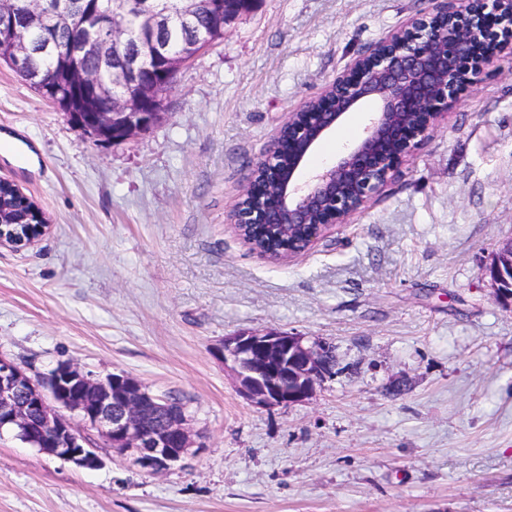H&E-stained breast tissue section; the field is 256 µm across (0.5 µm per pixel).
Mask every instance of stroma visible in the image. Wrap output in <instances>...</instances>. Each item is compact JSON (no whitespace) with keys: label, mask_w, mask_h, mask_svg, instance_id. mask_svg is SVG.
Masks as SVG:
<instances>
[{"label":"stroma","mask_w":512,"mask_h":512,"mask_svg":"<svg viewBox=\"0 0 512 512\" xmlns=\"http://www.w3.org/2000/svg\"><path fill=\"white\" fill-rule=\"evenodd\" d=\"M439 0H260L181 70L168 117L98 146L0 63V176L50 232L0 246V354L179 397L204 444L148 474L0 436V512H512V308L480 269L512 239V61L487 67L383 191L308 252L253 253L228 218L289 112ZM330 343L306 402L260 406L217 348Z\"/></svg>","instance_id":"1"}]
</instances>
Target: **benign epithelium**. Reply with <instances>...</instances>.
<instances>
[{
  "mask_svg": "<svg viewBox=\"0 0 512 512\" xmlns=\"http://www.w3.org/2000/svg\"><path fill=\"white\" fill-rule=\"evenodd\" d=\"M254 0H180L179 16L198 24L206 20L196 42L177 48L151 40L138 52L126 47L142 32L164 27L169 17L158 3L135 5L113 0L112 17L92 16L72 28L70 52L90 56L95 67L62 65L56 79L35 80L68 121L99 144L119 145L159 125L167 114V93L177 74L224 32ZM138 8L137 25L126 23ZM42 0L0 12V50L13 53L20 66L28 33L41 19ZM512 58V0H455L436 12L409 20L358 56L347 71L325 86L315 99L288 113L278 136L252 175L230 215L237 236L270 235L269 226L294 224L301 232L276 248L278 259L308 250L331 228L346 224L369 199L379 194L400 166L447 118L456 96L472 86L497 57ZM112 63L121 91H109L100 79ZM71 85L80 101L58 100V86ZM373 105L364 134L306 179L301 175L319 144L346 115ZM24 191L0 178V244L22 248L50 227L44 212L32 205L36 221L11 214L4 194ZM512 270V244L502 247L481 276L496 292L504 270ZM330 345L278 330L245 331L224 337L221 355L244 395L257 404L289 406L308 400L331 373L325 362ZM93 430L106 446L149 474L186 465L193 456L185 410L150 393L136 379L112 373L104 377L61 361L43 379L33 378L0 355V436L9 433L38 452L78 468L95 469L103 460L87 441Z\"/></svg>",
  "mask_w": 512,
  "mask_h": 512,
  "instance_id": "benign-epithelium-1",
  "label": "benign epithelium"
}]
</instances>
